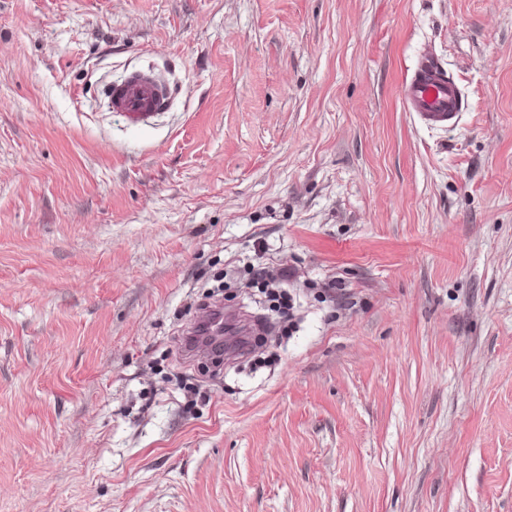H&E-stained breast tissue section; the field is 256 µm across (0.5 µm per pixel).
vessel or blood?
<instances>
[{
    "mask_svg": "<svg viewBox=\"0 0 512 512\" xmlns=\"http://www.w3.org/2000/svg\"><path fill=\"white\" fill-rule=\"evenodd\" d=\"M104 95L111 111L123 113L134 125L148 123L163 111L169 100L167 88L151 70H140L121 82L109 85ZM402 100L408 111L429 125L451 124L462 108L458 86L429 58H422L416 71L402 84ZM224 335V310L206 307L199 313L186 349L195 356L215 351Z\"/></svg>",
    "mask_w": 512,
    "mask_h": 512,
    "instance_id": "b4317fda",
    "label": "vessel or blood"
}]
</instances>
